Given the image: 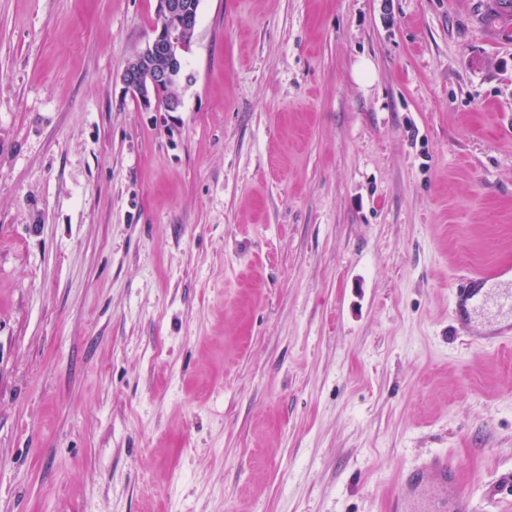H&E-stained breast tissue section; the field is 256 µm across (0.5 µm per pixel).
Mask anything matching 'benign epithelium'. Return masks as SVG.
Listing matches in <instances>:
<instances>
[{
  "instance_id": "benign-epithelium-1",
  "label": "benign epithelium",
  "mask_w": 512,
  "mask_h": 512,
  "mask_svg": "<svg viewBox=\"0 0 512 512\" xmlns=\"http://www.w3.org/2000/svg\"><path fill=\"white\" fill-rule=\"evenodd\" d=\"M153 37L120 75L124 93L145 112H178L185 55L198 26L200 0H156Z\"/></svg>"
}]
</instances>
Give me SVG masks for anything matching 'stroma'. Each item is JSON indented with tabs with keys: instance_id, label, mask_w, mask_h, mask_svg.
<instances>
[{
	"instance_id": "obj_1",
	"label": "stroma",
	"mask_w": 512,
	"mask_h": 512,
	"mask_svg": "<svg viewBox=\"0 0 512 512\" xmlns=\"http://www.w3.org/2000/svg\"><path fill=\"white\" fill-rule=\"evenodd\" d=\"M480 0H0V512H389L442 452L512 512V22ZM153 37L120 75L125 94L145 112H180L185 55L198 26L200 0H156ZM487 277L480 272L470 273L454 283L453 301L455 313L461 318L468 314L476 313L485 308L490 303L499 308H506L510 313L512 311V289L498 288L484 290L482 288Z\"/></svg>"
}]
</instances>
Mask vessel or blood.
<instances>
[{
    "instance_id": "b4317fda",
    "label": "vessel or blood",
    "mask_w": 512,
    "mask_h": 512,
    "mask_svg": "<svg viewBox=\"0 0 512 512\" xmlns=\"http://www.w3.org/2000/svg\"><path fill=\"white\" fill-rule=\"evenodd\" d=\"M486 277L475 272L457 279L453 287V301L457 317H465L493 304L512 311V289L485 288ZM415 494L432 491L434 495L448 498L455 512H476L469 493L458 484L457 467L446 454L435 453L421 460L406 480Z\"/></svg>"
}]
</instances>
